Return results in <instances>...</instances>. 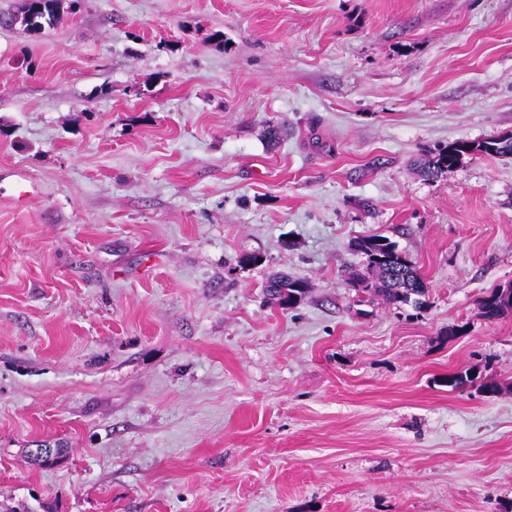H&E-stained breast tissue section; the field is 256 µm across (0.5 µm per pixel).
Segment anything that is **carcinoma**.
<instances>
[{"instance_id": "1", "label": "carcinoma", "mask_w": 512, "mask_h": 512, "mask_svg": "<svg viewBox=\"0 0 512 512\" xmlns=\"http://www.w3.org/2000/svg\"><path fill=\"white\" fill-rule=\"evenodd\" d=\"M60 0H20L19 13L1 14L0 25L11 27L20 22L30 32H38L44 25L52 24ZM512 154V137L499 136L479 142L462 141L442 147L420 162V172L427 178H435L459 163L466 154ZM356 250L363 255L364 267L348 271V280L364 293L381 295L395 306L409 303L422 305L419 296L424 294V282L409 255L400 250L396 242L382 234H371L357 239ZM307 283L301 279L275 278L267 286L269 299L280 307L294 306L306 293ZM483 317L492 320L512 311V296L495 289L479 300ZM476 378L469 372L448 376L447 385L462 388L475 384ZM478 384V383H476ZM477 390L483 394H495L498 386L480 383Z\"/></svg>"}]
</instances>
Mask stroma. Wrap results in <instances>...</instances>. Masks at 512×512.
Instances as JSON below:
<instances>
[{"label": "stroma", "instance_id": "35a3bbf8", "mask_svg": "<svg viewBox=\"0 0 512 512\" xmlns=\"http://www.w3.org/2000/svg\"><path fill=\"white\" fill-rule=\"evenodd\" d=\"M505 134L512 0L0 26V512H512V312L479 311L512 285V155L414 165ZM372 233L425 309L352 287ZM485 153L512 154V137L499 136L479 142L462 141L442 147L430 153L420 162V172L427 178H435L448 168L459 163L466 154ZM306 291L307 283L301 279L275 278L267 286L269 299L283 308L294 306ZM480 313L486 319H495L506 312L512 311V293L511 296H505L501 288L495 289L490 294L479 301Z\"/></svg>", "mask_w": 512, "mask_h": 512}]
</instances>
